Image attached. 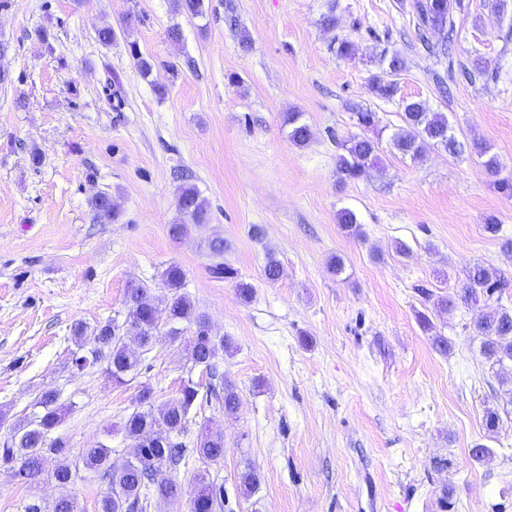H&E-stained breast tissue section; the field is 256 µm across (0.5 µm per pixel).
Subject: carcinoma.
Here are the masks:
<instances>
[{
  "instance_id": "1",
  "label": "carcinoma",
  "mask_w": 512,
  "mask_h": 512,
  "mask_svg": "<svg viewBox=\"0 0 512 512\" xmlns=\"http://www.w3.org/2000/svg\"><path fill=\"white\" fill-rule=\"evenodd\" d=\"M419 26L442 35L440 49L448 50V26L453 24L452 0H415ZM371 92L379 98H391L396 92L393 81L380 76L372 80ZM403 122L392 138L393 147L404 157L413 161L424 159L430 148L443 149L450 154L460 151L461 144L448 133V120L441 112H431L424 104L414 101L404 107ZM284 123L291 127L289 138L296 145H305L311 136L310 128L302 122L301 113L288 112ZM344 154L337 159L340 179L355 181L367 169L381 163L378 145L366 138L353 137L342 144ZM89 206L94 219L109 223L119 217L122 202L109 193L93 196ZM177 206L182 220L169 225L168 235L180 243L187 239L190 225L204 224L209 219L207 202L194 186L180 188ZM338 224L343 230L356 237L361 236L360 225L355 212L343 209L337 214ZM208 249L217 262L210 267L216 279L235 278L233 268L219 261L224 254V239L215 238L208 243ZM163 281L169 296L164 300L166 320L170 324L168 335L176 339L180 335L177 324L187 322L194 325L190 359L197 367L209 369L210 375L220 378L215 359L219 353L233 351V342L228 337L215 338L209 331L208 318L196 311L189 297L181 293L184 286V271L176 263L164 270ZM506 290V283L494 269L482 265L474 266L461 288V301L466 305L500 302ZM147 288L137 286L127 289L125 296L126 317L121 323L108 320L98 325L92 335L86 334L84 325L78 323L73 329L77 350L71 353V363L83 370L106 362L105 372L116 384L126 382L141 365L142 353L150 346L159 332L160 321L154 312L159 305L146 301ZM476 335L481 337V347L486 358L493 365L512 362V312L498 308L482 314L473 323ZM137 348H132L130 343ZM224 395L216 396L224 414L232 416L239 405L235 385L222 381ZM199 398V385L190 381L184 384L177 397L160 406L152 402V393L145 389L138 396L143 408L128 415L123 430L135 441L134 455L122 464L112 462V448L99 444L81 452V464L67 462L68 449L59 437H51L64 416L63 405L54 390L38 395L34 406L37 412L25 423L10 426V438L0 445V471L23 484H34L52 480L62 486L98 477L107 484L100 499L99 512H145L151 502L168 503L182 496V485L175 474L180 465L188 464L187 446L180 438L193 421L192 413ZM199 458L217 462L224 459V435L210 432L201 427L196 444L192 449ZM60 460L53 469L46 468L48 460ZM240 487L244 492H255L261 475L254 467H246L239 475ZM194 490L190 498L191 512H216L224 503V487L210 480L207 474L199 472L193 476ZM25 512H80L79 504L72 497H60L49 504H29Z\"/></svg>"
}]
</instances>
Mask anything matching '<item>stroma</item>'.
Masks as SVG:
<instances>
[{
  "label": "stroma",
  "instance_id": "35a3bbf8",
  "mask_svg": "<svg viewBox=\"0 0 512 512\" xmlns=\"http://www.w3.org/2000/svg\"><path fill=\"white\" fill-rule=\"evenodd\" d=\"M413 2L204 0V16L189 17L174 0H11L0 11V70L10 77L0 84V442L53 389L67 408L55 434L70 458L104 443L119 463L134 448L121 424L140 391L158 405L189 381L207 389L190 360L192 329L174 340L166 322L126 383H112L103 366L70 363L75 323L124 321L132 283L163 299L160 274L175 262L212 335L235 344L218 364L240 400L231 417L216 399L198 402L185 443L204 422L223 433L225 452L218 462L190 456L177 473L186 491L204 472L224 487L217 512H446L447 489L455 512H512V414L498 432L485 427L487 411L503 406L512 364L490 366L471 328L475 310L457 302L481 264L508 283L502 304L512 309L503 247L512 197L496 185L512 178V0H462L445 58L419 41ZM330 12L332 30L322 24ZM104 24L115 31L108 46L95 38ZM336 38L352 41L354 56L331 51ZM393 52L406 66L396 94L382 99L370 84ZM142 57L152 79L139 71ZM476 65L481 74L461 76ZM110 73L123 88L117 107L103 92ZM411 101L445 113L466 146H490L498 174L467 149L402 157L390 136ZM361 109L376 113L375 127L358 125ZM289 112L309 125L307 145L290 140ZM353 135L377 142L382 164L344 182L336 161ZM184 182L207 201L210 221L177 244L167 228ZM100 192L121 197L117 220H94L89 200ZM344 208L362 237L341 230ZM491 217L494 235L484 229ZM216 236L236 280L209 271L206 243ZM270 252L282 265L274 283L263 277ZM239 280L254 288L249 303L236 294ZM426 291L455 309L424 306ZM437 335L448 353L436 350ZM478 445L490 450L485 460L472 455ZM249 465L261 484L247 495L239 475ZM105 490L94 481L23 485L0 472V512L65 494L97 512Z\"/></svg>",
  "mask_w": 512,
  "mask_h": 512
}]
</instances>
